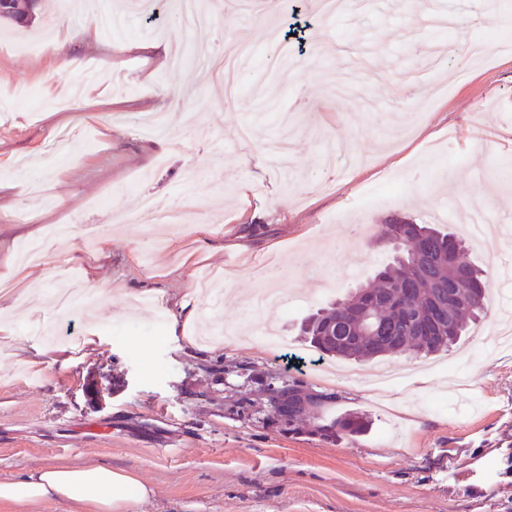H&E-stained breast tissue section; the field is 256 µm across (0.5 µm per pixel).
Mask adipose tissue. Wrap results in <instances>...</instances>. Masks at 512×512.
<instances>
[{"label":"adipose tissue","mask_w":512,"mask_h":512,"mask_svg":"<svg viewBox=\"0 0 512 512\" xmlns=\"http://www.w3.org/2000/svg\"><path fill=\"white\" fill-rule=\"evenodd\" d=\"M150 488L130 473L103 465L52 467L0 481V502L35 504L58 499L90 512H124L130 500L149 497Z\"/></svg>","instance_id":"1"}]
</instances>
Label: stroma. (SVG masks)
I'll return each mask as SVG.
<instances>
[{
    "label": "stroma",
    "mask_w": 512,
    "mask_h": 512,
    "mask_svg": "<svg viewBox=\"0 0 512 512\" xmlns=\"http://www.w3.org/2000/svg\"><path fill=\"white\" fill-rule=\"evenodd\" d=\"M59 2L0 28V309L27 300L23 348L0 338V481L109 466L152 490L125 512H512V349L495 345L512 324L499 304L512 297V51L425 68L434 48L512 39V0H427L409 14L365 0L331 17L301 0H277L271 16L223 0L195 30L175 0H152L95 46L71 19L54 50L44 23ZM298 8L313 49L285 68L270 36ZM478 10L488 19L476 27ZM436 12L457 24L436 30ZM163 42L214 57L245 43L253 57L228 98L201 66L160 64L149 47ZM413 87L417 106L403 111ZM147 196L178 199L182 228L147 234ZM463 198L502 227L491 248L465 253L498 271L485 317L396 387L374 386L375 359L319 376L333 359L301 320L373 282L393 257L391 216L463 235ZM50 224L73 233L48 241V263L17 270L18 242ZM89 224L100 228L90 249ZM205 272L222 316L174 325L183 301L206 305L194 287ZM71 273L106 298L62 320L48 295ZM55 320L65 345L53 362L31 327ZM264 322L286 348L259 341ZM290 354L308 367L288 369ZM288 383L330 401L287 420L270 398ZM349 413L368 431L322 435Z\"/></svg>",
    "instance_id": "obj_1"
}]
</instances>
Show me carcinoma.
<instances>
[{"label":"carcinoma","instance_id":"1","mask_svg":"<svg viewBox=\"0 0 512 512\" xmlns=\"http://www.w3.org/2000/svg\"><path fill=\"white\" fill-rule=\"evenodd\" d=\"M385 236L396 256L373 284L354 289L301 323L302 335L319 352L344 359L428 356L452 348L469 323L485 314L488 271L464 260L463 240L402 216L388 220ZM436 303L448 308L447 321L433 335H422L418 325ZM330 318L349 325L353 343L335 345L328 339ZM369 425L368 419L349 413L321 431L356 436Z\"/></svg>","mask_w":512,"mask_h":512}]
</instances>
